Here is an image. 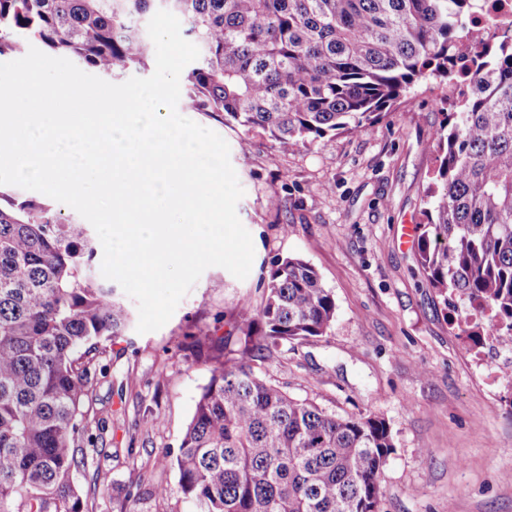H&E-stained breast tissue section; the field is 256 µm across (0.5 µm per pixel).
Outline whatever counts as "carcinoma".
Returning a JSON list of instances; mask_svg holds the SVG:
<instances>
[{
    "label": "carcinoma",
    "mask_w": 512,
    "mask_h": 512,
    "mask_svg": "<svg viewBox=\"0 0 512 512\" xmlns=\"http://www.w3.org/2000/svg\"><path fill=\"white\" fill-rule=\"evenodd\" d=\"M476 0H0V55L38 41L112 76L144 66L166 9L200 50L184 77L198 112H222L283 154L359 133L428 75L448 77ZM431 142L418 224L430 286L466 305L457 335L512 349V39L484 42ZM85 225L43 203L0 207V512H89L76 483L97 426L88 407L104 343L131 310L91 279ZM336 303L299 256L274 261L264 301L242 309L240 347L205 327L187 347L216 363L174 468L194 512H378L394 451L377 416H336L288 396L259 364L327 334Z\"/></svg>",
    "instance_id": "1"
}]
</instances>
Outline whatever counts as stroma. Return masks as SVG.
Segmentation results:
<instances>
[{
  "instance_id": "stroma-1",
  "label": "stroma",
  "mask_w": 512,
  "mask_h": 512,
  "mask_svg": "<svg viewBox=\"0 0 512 512\" xmlns=\"http://www.w3.org/2000/svg\"><path fill=\"white\" fill-rule=\"evenodd\" d=\"M445 96L443 82L423 78L365 132L332 131L287 155L221 113L179 102L182 116L229 145L255 256L243 280L206 269L159 330L131 328L107 342L90 462L107 486L93 512H193L177 471L153 466L178 447L214 368L184 348L185 337L215 326L237 348L241 307H260L273 261L291 255L317 270L336 318L326 336L289 345L260 369L328 413L386 420L395 448L379 475V512H512V386L478 376L416 243L400 239L403 224L421 218L433 169L427 144ZM159 484L161 497L151 492Z\"/></svg>"
}]
</instances>
